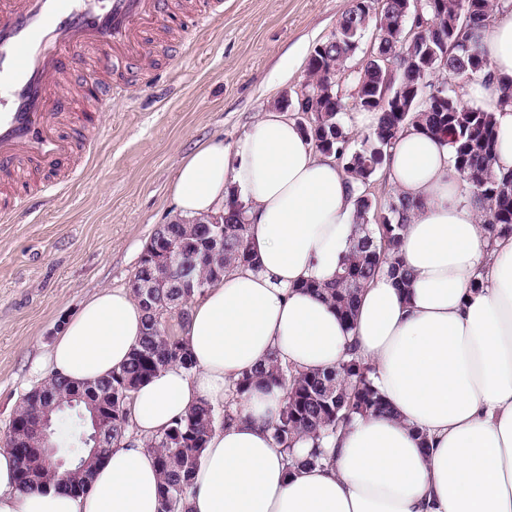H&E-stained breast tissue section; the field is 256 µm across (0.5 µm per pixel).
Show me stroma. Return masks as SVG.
Segmentation results:
<instances>
[{"instance_id":"stroma-1","label":"stroma","mask_w":512,"mask_h":512,"mask_svg":"<svg viewBox=\"0 0 512 512\" xmlns=\"http://www.w3.org/2000/svg\"><path fill=\"white\" fill-rule=\"evenodd\" d=\"M223 2L178 54L123 68L111 117H86L100 134L80 175L0 222V446L65 321L100 289L128 288L146 242L174 221L170 186L182 160L213 138L233 148L261 112L300 90L348 0Z\"/></svg>"}]
</instances>
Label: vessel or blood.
Returning a JSON list of instances; mask_svg holds the SVG:
<instances>
[{"label": "vessel or blood", "mask_w": 512, "mask_h": 512, "mask_svg": "<svg viewBox=\"0 0 512 512\" xmlns=\"http://www.w3.org/2000/svg\"><path fill=\"white\" fill-rule=\"evenodd\" d=\"M194 0H0V182L16 172L55 166L59 176L43 183L48 194L78 173L68 163L73 142L59 132L78 97L88 96L99 113L112 108L110 70L121 62L145 63L155 43L153 20L180 29V16ZM96 48L104 57L98 84L84 91L72 82L68 60L76 48Z\"/></svg>", "instance_id": "obj_1"}]
</instances>
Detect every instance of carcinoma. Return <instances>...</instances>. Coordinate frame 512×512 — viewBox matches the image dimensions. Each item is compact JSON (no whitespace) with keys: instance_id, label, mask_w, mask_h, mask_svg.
Here are the masks:
<instances>
[{"instance_id":"cac0c4a2","label":"carcinoma","mask_w":512,"mask_h":512,"mask_svg":"<svg viewBox=\"0 0 512 512\" xmlns=\"http://www.w3.org/2000/svg\"><path fill=\"white\" fill-rule=\"evenodd\" d=\"M505 0H438L436 9L423 7L427 26L408 38L411 21L403 14V0H362L344 11L333 37L314 51L306 65L304 89L318 99L321 111L313 112L304 134L320 153H330L342 162L346 176L357 186L355 199L358 236L345 254L336 278L331 283L310 280L303 289L328 301L346 321H353L363 288L385 270L408 286L409 274L399 259L402 232L418 204L394 195L383 208L366 190L373 175L383 167L385 158L404 129L415 130L445 141L451 147V162L470 201L484 214L488 241L512 235V170L495 168L497 146V109L512 103V89L503 84L500 95L485 105L468 106L457 93L433 74L444 70L458 83L482 80L489 83L492 74L482 51V38L491 19L503 8ZM375 30V44L369 64L356 72L348 71L368 29ZM349 75L351 95L360 112H378L376 128L362 134L358 148L350 149V137L343 119L348 115L339 82ZM401 95L406 112L394 111L392 98ZM251 224L247 223L245 204L232 194L224 204V235L212 242L204 225L179 220L161 225L146 243L129 282L144 316V331L129 361L93 385L73 386L59 378H50L24 395L15 414L36 419L43 408L38 394L69 397L81 389L90 395L93 389L112 387V432L103 434L95 454L83 435L93 433L91 413L84 400L74 401L53 412L52 427L57 455L84 462V468L65 474L46 464L40 466L41 481L20 488L38 490L64 488L77 494L86 491L92 468L110 448L130 431L128 405L132 392L142 382L171 363L191 371L194 361L183 339L167 331V319L180 321L189 316L194 299L255 258L250 247ZM186 250L184 266L172 276L171 287L138 286L142 280L146 256L170 246ZM372 367L351 349L349 358L339 366L316 372H297L273 353L267 366L246 372L237 380L234 397L222 405H201L149 439L162 479L160 512H187L186 502L201 453L210 434L234 420L233 404L248 393L254 382L263 380L269 387L282 390V407L272 424L276 442L288 452L287 467L316 466L325 455L320 441L346 426L352 415L382 413L386 405L370 378ZM308 437L314 449L302 458L293 455L296 439Z\"/></svg>"}]
</instances>
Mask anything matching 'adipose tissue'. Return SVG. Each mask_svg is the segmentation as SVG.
Returning a JSON list of instances; mask_svg holds the SVG:
<instances>
[{"instance_id": "obj_1", "label": "adipose tissue", "mask_w": 512, "mask_h": 512, "mask_svg": "<svg viewBox=\"0 0 512 512\" xmlns=\"http://www.w3.org/2000/svg\"><path fill=\"white\" fill-rule=\"evenodd\" d=\"M482 43L495 79L512 81V10L497 14ZM385 171L396 194L419 203L399 249L410 283L377 276L349 326L301 288L334 280L356 233L357 188L335 158L276 108L234 148L215 139L193 150L171 184L179 217L222 213L237 194L249 208L256 267L193 302L173 333L194 369L174 363L138 386L136 434L96 465L85 492L20 490L17 461L0 448V512H158L161 480L146 439L195 405H223L271 354L310 372L338 366L353 348L389 413L356 416L326 461L290 469L271 431L280 392L254 387L203 449L189 512H512V235L487 240L449 144L404 130ZM142 336L137 301L105 288L42 362L71 383L97 381Z\"/></svg>"}]
</instances>
